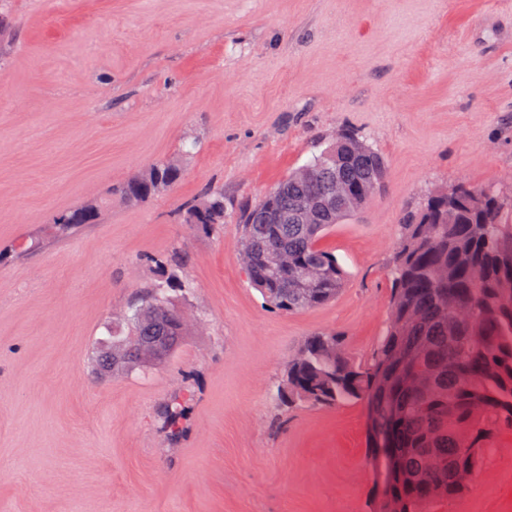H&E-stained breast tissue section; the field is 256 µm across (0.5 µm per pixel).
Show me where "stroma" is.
I'll return each mask as SVG.
<instances>
[{
	"label": "stroma",
	"instance_id": "obj_1",
	"mask_svg": "<svg viewBox=\"0 0 512 512\" xmlns=\"http://www.w3.org/2000/svg\"><path fill=\"white\" fill-rule=\"evenodd\" d=\"M385 156L386 192L321 241L335 302L268 309L240 212L338 130ZM182 177L143 206L109 193L153 162ZM512 199V0H6L0 7V512H370L367 409L280 412L316 332L370 358L400 224L458 184ZM224 190L221 232L188 223ZM104 202L55 236L54 215ZM176 250L201 319L149 377L94 381L107 316ZM190 390L177 447L159 410ZM438 512H512V430Z\"/></svg>",
	"mask_w": 512,
	"mask_h": 512
}]
</instances>
